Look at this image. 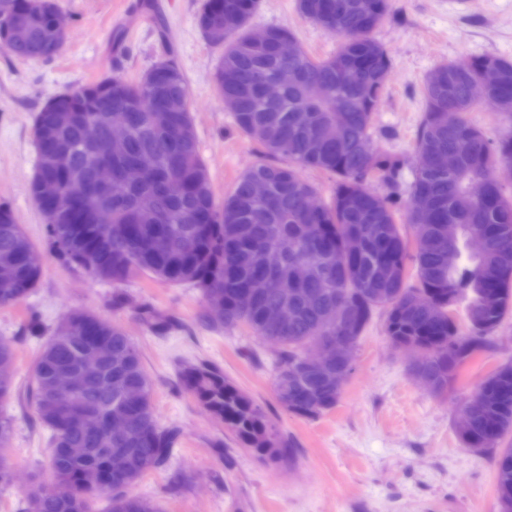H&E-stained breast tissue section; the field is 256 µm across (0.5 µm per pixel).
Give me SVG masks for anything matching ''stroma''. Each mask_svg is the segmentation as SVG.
<instances>
[{"instance_id":"1","label":"stroma","mask_w":512,"mask_h":512,"mask_svg":"<svg viewBox=\"0 0 512 512\" xmlns=\"http://www.w3.org/2000/svg\"><path fill=\"white\" fill-rule=\"evenodd\" d=\"M154 2L155 15L143 9V0H59L69 28L58 55L23 61L0 50V203L11 206L42 261L34 292L0 306V336L13 344L17 385L0 403V414L13 422L7 462L18 476L17 483L0 487V512H16L25 492L51 479L41 469L46 432L23 394L39 345L28 325L38 322L50 334L70 310L123 327L150 380L156 419L181 430L168 467L130 488L159 503L162 512H500L495 463L463 445L456 420L460 403L487 373L512 363V313L495 330L491 348L468 363L440 398L415 383L410 355L387 340L385 314L376 312L336 407L306 419L276 397L270 367L275 348L247 329L209 325L196 288L147 276L113 286L64 265L47 246L45 218L28 190L37 162L33 122L59 93L112 73L136 79L168 59L186 80L216 200L261 159L258 145L234 127L214 89L222 49L197 25L204 0ZM252 24L288 28L315 58L338 44L301 16L296 0H259ZM372 36L392 59L376 139L383 150L403 157L402 179L408 182L425 77L441 64L479 54L512 58V0H391L390 13ZM144 303L178 319L180 329L156 335L141 314ZM185 363L218 367L258 404L285 441L283 458L265 460L243 447L185 390Z\"/></svg>"}]
</instances>
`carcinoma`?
Segmentation results:
<instances>
[{
	"label": "carcinoma",
	"instance_id": "carcinoma-1",
	"mask_svg": "<svg viewBox=\"0 0 512 512\" xmlns=\"http://www.w3.org/2000/svg\"><path fill=\"white\" fill-rule=\"evenodd\" d=\"M257 0H206L197 22L207 40L223 48L213 82L224 110L237 129L256 142L272 164L245 170L217 204L202 161L183 74L171 62H160L136 81L107 76L58 95L37 113L33 133L38 161L29 194L42 210L37 183L54 179L80 184L81 204L107 202L114 222L98 228L87 242L76 221L46 223L52 249L68 265L85 269L98 280L123 283L147 274L163 283H188L202 295L224 294V314L212 325L247 326L253 334L274 336L275 392L291 413L316 418L336 406L341 390L336 372L350 374L352 364L329 362L321 371H306L301 360L309 346L336 335L328 312L349 304L345 331L354 344L378 309L385 310L384 332L396 347L411 343L423 356L417 369L431 379L436 395L445 396L459 370L488 348L489 335L512 311V194L494 180L503 166L512 167V131L496 142L468 119L482 107L469 94L476 79L488 87L498 112L512 120V60L494 55L448 62L435 67L423 86L424 116L414 150L413 178L402 185V162L376 143L374 115L391 71L386 50L372 32L388 16L390 0H297L299 13L338 39L336 52L314 59L305 50L294 58L277 52L280 41L294 37L270 26L260 43H252L251 20ZM57 0H0V18H22V25L0 28V42L20 60L55 56L65 35L53 34L50 16ZM296 74L276 101L266 99L262 82L280 71ZM159 101L171 108V122L157 128L149 115ZM346 111H336V103ZM133 115L125 154L104 150L109 113ZM149 152L156 167L136 181L125 179L137 157ZM453 152L457 168L439 170L435 157ZM112 164V189H100L94 166ZM336 177L330 198L310 211L307 196L316 187L303 171ZM269 184L262 200L250 183ZM487 181L480 200L469 184ZM380 182L386 192L371 187ZM419 194L430 203L434 222L416 223L406 207L403 232L395 204L401 195ZM488 242L486 251L467 250L470 235ZM358 236L363 249L345 256V237ZM96 249L102 262L86 269L84 254ZM32 249L11 208L0 204V265H16V277L0 279V306L15 304L36 287L41 270L23 264ZM294 309L284 326L265 323L266 309L283 298ZM468 331H460L456 312ZM112 346V357L85 362L94 337ZM0 367L15 369L11 342L0 337ZM75 372V407L96 414L93 429L66 417L54 393L53 375ZM184 388L215 417L224 421L244 446L261 457L279 455V434L262 409L224 373L206 363L181 372ZM143 390L138 405L127 406L126 394ZM481 399L464 400L460 410L472 418L470 445L491 437L496 443L512 432V363L486 375L476 388ZM32 395L36 416L47 431L49 467L64 484L52 499L29 494L18 512H96V498L110 490L107 512H160L150 498L126 489L146 473L163 468L174 453L178 431L158 424L153 415L150 382L141 358L124 329L95 315L69 311L40 347L34 366ZM128 412L129 429L112 437L106 423L109 408ZM80 448L78 456L68 449ZM495 455L500 512H512V448H489Z\"/></svg>",
	"mask_w": 512,
	"mask_h": 512
}]
</instances>
